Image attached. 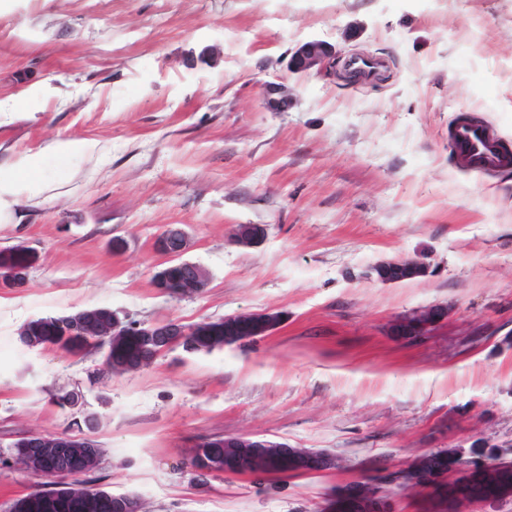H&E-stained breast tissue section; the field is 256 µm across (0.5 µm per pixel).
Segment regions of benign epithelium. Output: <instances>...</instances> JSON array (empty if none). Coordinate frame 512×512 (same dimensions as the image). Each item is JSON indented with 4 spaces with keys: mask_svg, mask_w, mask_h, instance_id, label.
I'll return each mask as SVG.
<instances>
[{
    "mask_svg": "<svg viewBox=\"0 0 512 512\" xmlns=\"http://www.w3.org/2000/svg\"><path fill=\"white\" fill-rule=\"evenodd\" d=\"M336 60V51L323 40L303 42L288 61V69L323 74ZM270 107L284 111L290 104L288 88L277 83L265 87ZM264 238V228L257 224L240 226L237 242L246 247L259 244ZM186 239L182 229L170 227L156 241V250L166 257L168 265L153 275L160 292L173 297L185 298L201 294L208 287V277L200 266L180 260ZM29 267L13 268L7 275H0V288H21L28 278ZM376 270L394 272L406 277L421 276L427 272L423 263L412 260L381 262ZM444 312L430 307L406 316L398 325L400 336H419L442 320ZM275 314H238L222 318L224 325L260 324L270 327ZM197 325L186 326L177 321L159 325L141 326L124 322L117 314L102 315L94 309L61 315L56 321V335L74 338L83 344L105 350L104 369L125 372L153 363L172 346L180 344L188 336L196 335ZM497 462L479 463L457 467L438 477L430 476L439 461L436 453L429 452L417 457L401 472L399 487L418 496H427L445 505L442 512H461L465 505H494L512 497V483L502 473L499 462L504 454L495 453ZM13 460L28 473L42 480L49 491L68 476L89 474L98 465L100 452L94 439L88 435L65 436L31 433L13 445ZM192 468L204 478L217 473L229 472L234 466L245 475L262 476L276 471L279 475L304 473L313 467L321 471L336 467V459L329 453L305 448H293L285 442L255 435L216 436L195 444ZM69 502L75 512H107L113 503L125 504L129 512H140V502L132 495L114 496L108 493L87 495L77 492ZM400 498L380 495L376 483L357 481L346 486L327 504L329 512H399Z\"/></svg>",
    "mask_w": 512,
    "mask_h": 512,
    "instance_id": "1",
    "label": "benign epithelium"
}]
</instances>
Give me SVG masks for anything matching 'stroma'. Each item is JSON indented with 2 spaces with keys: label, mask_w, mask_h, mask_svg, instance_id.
Returning a JSON list of instances; mask_svg holds the SVG:
<instances>
[{
  "label": "stroma",
  "mask_w": 512,
  "mask_h": 512,
  "mask_svg": "<svg viewBox=\"0 0 512 512\" xmlns=\"http://www.w3.org/2000/svg\"><path fill=\"white\" fill-rule=\"evenodd\" d=\"M378 73L294 74L302 42ZM286 84L287 111L264 87ZM512 150V0H9L0 10V251L33 250L0 288V512L40 490L5 463L32 433L91 418L98 488L143 512H322L348 483L445 450L512 444V167L465 166L458 121ZM260 224L258 246L238 244ZM202 295L161 294L169 227ZM426 264L383 283L371 266ZM442 321L400 337L431 306ZM102 307L149 326L275 313L254 341L172 347L127 373L103 350L30 349L39 317ZM79 406L61 405L70 393ZM251 434L335 469L216 474L195 441ZM19 247L20 248L16 249L27 252L31 256V259H33L34 253L31 249L25 246ZM28 254L14 251L12 249H7L0 252V270L3 268L4 270L2 272L4 273L8 269L15 267L7 274L6 277L2 276V274L0 275V288H22L26 284L28 278V270L32 264ZM29 263L30 265H28ZM374 271H388L397 273L399 275L405 274L406 277L402 279H406L410 277L424 275L427 272V267L424 266L423 263L412 259L394 261L391 260L381 262ZM444 312L440 307H430L406 316L398 325L399 336H419L442 320Z\"/></svg>",
  "instance_id": "obj_1"
}]
</instances>
